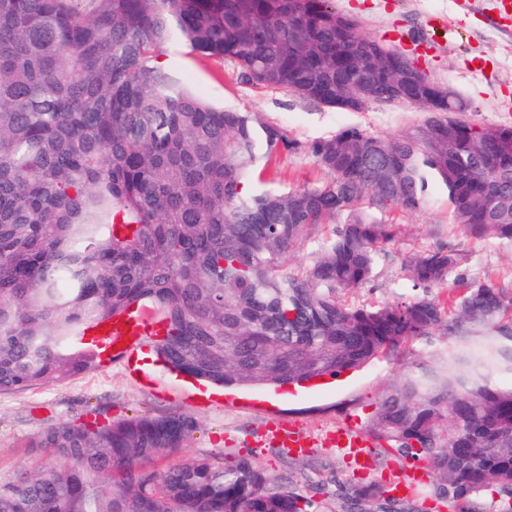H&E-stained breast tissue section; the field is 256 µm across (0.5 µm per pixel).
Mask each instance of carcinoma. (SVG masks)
Segmentation results:
<instances>
[{"mask_svg":"<svg viewBox=\"0 0 512 512\" xmlns=\"http://www.w3.org/2000/svg\"><path fill=\"white\" fill-rule=\"evenodd\" d=\"M0 0V391L102 367L93 323L149 308L148 345L168 369L227 389L357 372L437 332L462 345L391 385L368 432L437 476L459 512H512V280L467 282L461 253L406 264L413 293L351 305L396 236L395 211L443 187L465 232L512 242V126L436 123L394 137L350 126L302 145L255 114L216 109L155 58L172 40L233 62L257 89L347 110L437 102L406 55L362 34L335 0ZM324 179L252 189L281 151ZM345 216L300 269L286 255ZM445 298L428 294L448 288ZM495 364V379L487 365ZM196 428L184 414L44 427L51 457L0 484V512H326L298 482L271 488L245 457L165 468ZM498 499L484 506V494ZM354 485L347 512L388 496Z\"/></svg>","mask_w":512,"mask_h":512,"instance_id":"cac0c4a2","label":"carcinoma"}]
</instances>
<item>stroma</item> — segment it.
I'll return each mask as SVG.
<instances>
[{"mask_svg": "<svg viewBox=\"0 0 512 512\" xmlns=\"http://www.w3.org/2000/svg\"><path fill=\"white\" fill-rule=\"evenodd\" d=\"M474 2L472 10L461 0H336V7L353 16L363 34L417 55L431 81L451 86L470 101L472 119L486 126H512V113L501 109L502 103L512 100V32L503 30L493 0ZM157 62L210 105L257 113L301 144L349 126L392 137L423 116L415 107L382 103L360 112H343L285 90L257 89L230 62L201 57L177 42L164 47ZM273 168L272 175L258 180V187L286 192L323 177L304 152H281ZM392 220L397 226L395 239L385 247L372 280L345 294L347 303L382 305L410 294L404 258L435 247L464 255L467 280L512 279V243L463 233L453 221L444 190L433 191L424 208L395 214ZM459 346L455 336L419 339L402 345L397 355L375 360L349 375L343 386L316 392L204 388L171 373L152 353L142 360L145 376L141 379L124 363L115 362L63 383L0 392V482L10 480L20 467L43 461V452L29 449L27 443L46 425L94 417L118 420L144 413H182L195 419L197 429L180 454L162 458V465L182 457H206L229 467L247 456L261 466L271 486L299 476L302 487L326 502L330 512H342L337 484L364 479L389 483L405 466V458L390 448L360 470L332 448L317 445L299 454L275 447L264 439L265 427L279 419H294L316 433L352 417L360 428H367L382 393L393 381L418 361Z\"/></svg>", "mask_w": 512, "mask_h": 512, "instance_id": "1", "label": "stroma"}]
</instances>
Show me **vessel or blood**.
I'll return each mask as SVG.
<instances>
[{
    "label": "vessel or blood",
    "instance_id": "1",
    "mask_svg": "<svg viewBox=\"0 0 512 512\" xmlns=\"http://www.w3.org/2000/svg\"><path fill=\"white\" fill-rule=\"evenodd\" d=\"M163 326L154 322L142 309H132L122 317L104 322L103 326H92L88 333L99 340L107 360L131 358L137 345L144 339L160 335ZM272 442L284 448L304 449L311 447V440L301 433L296 423H276L270 429ZM325 447L336 449L351 460L356 467H364L370 457L373 442L369 435L354 422L344 420L326 432ZM422 462L404 466L394 481L396 492L404 494L423 481Z\"/></svg>",
    "mask_w": 512,
    "mask_h": 512
}]
</instances>
